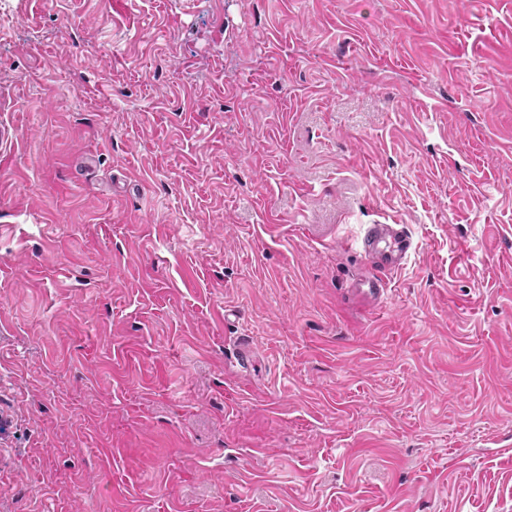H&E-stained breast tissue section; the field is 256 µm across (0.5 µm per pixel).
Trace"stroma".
Here are the masks:
<instances>
[{
	"instance_id": "1",
	"label": "stroma",
	"mask_w": 512,
	"mask_h": 512,
	"mask_svg": "<svg viewBox=\"0 0 512 512\" xmlns=\"http://www.w3.org/2000/svg\"><path fill=\"white\" fill-rule=\"evenodd\" d=\"M2 125L0 512H512V0H0ZM358 247L368 260V269L355 292L367 302L379 304L387 291L386 275L405 265L412 240L402 224H371Z\"/></svg>"
}]
</instances>
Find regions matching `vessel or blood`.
I'll return each mask as SVG.
<instances>
[{
  "label": "vessel or blood",
  "instance_id": "1",
  "mask_svg": "<svg viewBox=\"0 0 512 512\" xmlns=\"http://www.w3.org/2000/svg\"><path fill=\"white\" fill-rule=\"evenodd\" d=\"M368 269L356 293L367 302L381 303L386 293V276L401 269L412 250V240L401 224L369 225L358 243Z\"/></svg>",
  "mask_w": 512,
  "mask_h": 512
}]
</instances>
